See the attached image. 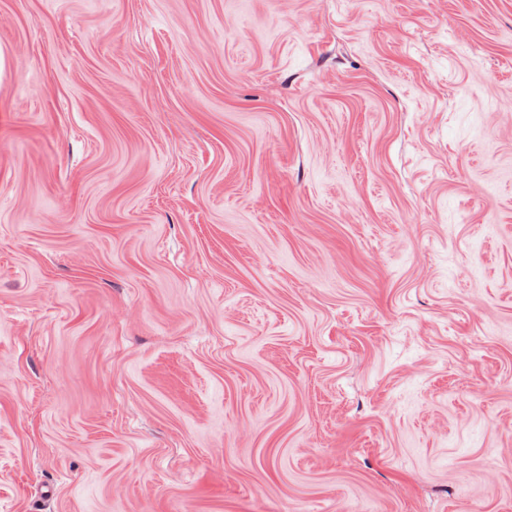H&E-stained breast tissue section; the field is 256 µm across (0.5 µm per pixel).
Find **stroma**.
Returning a JSON list of instances; mask_svg holds the SVG:
<instances>
[{"label":"stroma","instance_id":"35a3bbf8","mask_svg":"<svg viewBox=\"0 0 512 512\" xmlns=\"http://www.w3.org/2000/svg\"><path fill=\"white\" fill-rule=\"evenodd\" d=\"M0 512H512V0H0Z\"/></svg>","mask_w":512,"mask_h":512}]
</instances>
